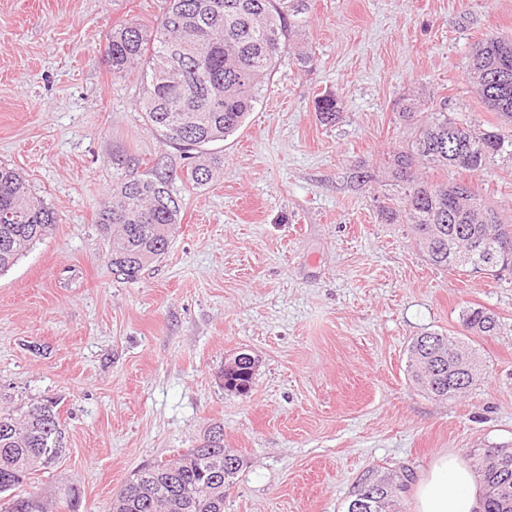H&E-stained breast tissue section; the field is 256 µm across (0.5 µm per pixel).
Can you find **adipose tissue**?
I'll use <instances>...</instances> for the list:
<instances>
[{"label":"adipose tissue","mask_w":512,"mask_h":512,"mask_svg":"<svg viewBox=\"0 0 512 512\" xmlns=\"http://www.w3.org/2000/svg\"><path fill=\"white\" fill-rule=\"evenodd\" d=\"M415 512H480L482 496L474 472L453 454L437 456L414 489Z\"/></svg>","instance_id":"1"}]
</instances>
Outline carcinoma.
I'll list each match as a JSON object with an SVG mask.
<instances>
[{"instance_id": "1", "label": "carcinoma", "mask_w": 512, "mask_h": 512, "mask_svg": "<svg viewBox=\"0 0 512 512\" xmlns=\"http://www.w3.org/2000/svg\"><path fill=\"white\" fill-rule=\"evenodd\" d=\"M307 0H166L156 24L127 21L112 30L105 54L112 77L138 72L141 111L163 144L193 160L187 180L208 184L219 163L206 147L238 132L263 96L285 56L287 32L307 26ZM468 75L488 109L512 123V83L495 84L512 71V41L485 40L468 56ZM321 121H336V98L315 103ZM421 104L402 99L399 116L415 126L407 147L387 164L400 205L380 206L387 224L405 222L426 261L439 269L498 278L512 271V225L503 224L479 189L464 182H433L426 169L483 173L496 160L512 161V134L481 131L466 116L434 109L424 119ZM182 206L159 174L126 171L112 183L99 223L108 238L112 271L135 282L164 255ZM58 223L57 213L37 198L15 171L0 166V273L12 268ZM462 326L474 336H491L496 314L483 307L461 310ZM256 360L224 368V388L247 393ZM476 350L438 333L414 338L408 348L410 381L426 393L448 399L478 380ZM65 452L56 403L41 399L0 412V512H49L41 497L19 488L29 475L53 465ZM483 490V512H512V448H483L474 454ZM243 460L224 448L221 426L179 458L145 466L122 486L109 512H215L224 501V475ZM407 474L369 470L355 487L346 512H388Z\"/></svg>"}]
</instances>
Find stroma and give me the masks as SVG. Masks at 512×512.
<instances>
[{"label": "stroma", "instance_id": "stroma-1", "mask_svg": "<svg viewBox=\"0 0 512 512\" xmlns=\"http://www.w3.org/2000/svg\"><path fill=\"white\" fill-rule=\"evenodd\" d=\"M165 0H0V164L59 222L0 275V407L57 403L65 453L25 489L79 512H108L142 465L177 457L214 426L243 460L224 512H346L368 469L421 477L442 453L512 448V278L428 265L410 228L378 207L397 195L386 161L412 128L398 102H444L495 123L467 57L512 36V0H308L309 23L246 124L218 143L224 163L193 187L191 162L162 144L139 107L140 80L112 76L113 28L153 25ZM333 94L335 123L316 99ZM170 174L182 220L140 280L117 278L98 224L112 178ZM366 174L357 183L355 172ZM478 185L512 224V164ZM499 328L467 338L484 366L438 399L407 375L426 332L461 337L464 306ZM256 360L254 384L224 387V362Z\"/></svg>", "mask_w": 512, "mask_h": 512}]
</instances>
